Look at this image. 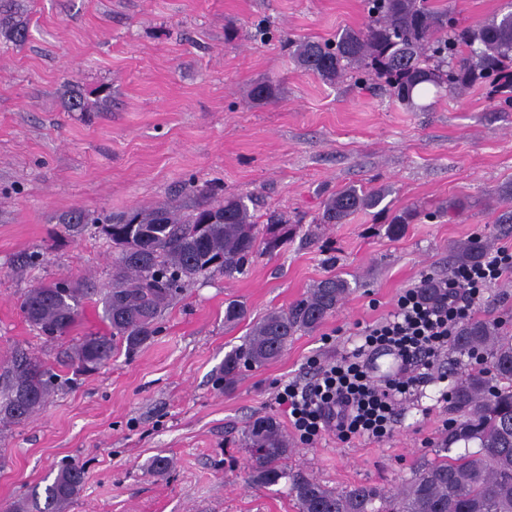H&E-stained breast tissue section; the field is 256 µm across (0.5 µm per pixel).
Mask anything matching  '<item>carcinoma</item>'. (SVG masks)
I'll list each match as a JSON object with an SVG mask.
<instances>
[{
    "label": "carcinoma",
    "mask_w": 512,
    "mask_h": 512,
    "mask_svg": "<svg viewBox=\"0 0 512 512\" xmlns=\"http://www.w3.org/2000/svg\"><path fill=\"white\" fill-rule=\"evenodd\" d=\"M365 20L327 40H290L295 62L321 80L334 83L350 73L354 84L372 88L380 80L399 104L412 108L414 94L428 84L437 93L461 94L476 83L494 90L512 106V0L498 13L474 25L461 26L448 3L434 0H365ZM14 42L27 39V26L5 22ZM271 81L255 84L251 98L274 96ZM70 112H90V102L77 87L67 90ZM193 203L182 212L166 204L136 207L112 216L102 226L112 241V288L102 303L107 330L78 338L73 346L77 371H90L112 360L120 350L134 352L158 331L164 310L199 277L218 272L226 278L240 273L253 258L274 252L280 235L260 231L251 212L252 198L215 200L202 189L187 186ZM391 193L388 188L348 186L326 201L321 224H342L360 209H374ZM416 211L393 217L388 234L399 236ZM97 218L78 211L62 218L66 230L95 224ZM488 240L474 236L453 247V265L481 260ZM351 282L330 275L309 288L288 308L266 313L252 325L243 344L224 356L219 381L233 386L246 368L280 358L299 332L312 333L336 313L351 293ZM93 288L78 283L55 291L38 284L24 294L26 320L50 340L70 335L81 305ZM460 354L478 355L481 366L457 378L448 394V433L435 457L418 467L399 487L384 491L368 485L332 490L309 477L289 478V494L298 512H512V330L495 320L462 326L453 340ZM0 415L21 423L39 410L55 389L59 374L23 351L9 371ZM250 451L247 480L256 486L276 485L286 477L288 439L271 416L253 421L247 435ZM475 450H470V445ZM82 470L61 467L46 486L45 497L32 492L10 512H60L80 490ZM380 506H375V503Z\"/></svg>",
    "instance_id": "1"
}]
</instances>
